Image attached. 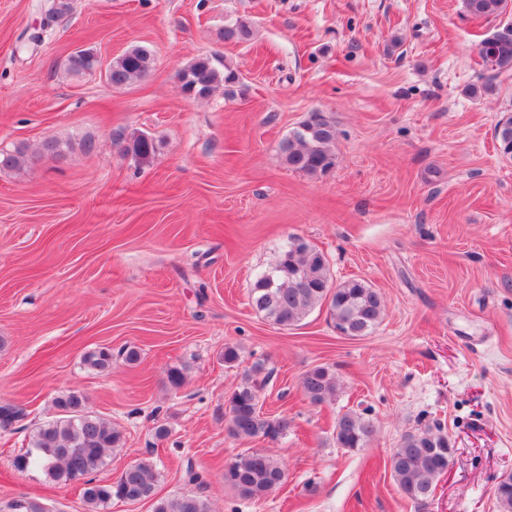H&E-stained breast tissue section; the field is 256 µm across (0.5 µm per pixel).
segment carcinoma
Masks as SVG:
<instances>
[{"label": "carcinoma", "instance_id": "obj_1", "mask_svg": "<svg viewBox=\"0 0 512 512\" xmlns=\"http://www.w3.org/2000/svg\"><path fill=\"white\" fill-rule=\"evenodd\" d=\"M512 0H464L467 14L474 18L497 19ZM253 36L252 26L237 20L224 27L220 37L226 42L244 43ZM153 63L152 51L135 46L112 59L106 69V81L123 88L146 75ZM66 71L74 76L90 73L94 64L87 56L66 60ZM512 77V40L499 49L496 70L484 82L469 88L474 98L497 91V80ZM181 90L188 96H209L218 86L231 88L240 83L239 72L219 55L198 57L178 74ZM500 153L512 158V115L502 117L494 127ZM123 152L141 164L150 162L156 152L154 140L143 134L113 133ZM336 125L322 112H313L299 128L278 144L283 163L290 169L319 176L335 164ZM250 303L275 325L288 329L315 308L327 305L334 327L343 336L370 335L382 322L385 296L359 279L333 280L323 252L299 237H294L271 269L263 273L250 291ZM95 370L112 365V351L101 348L85 357ZM304 395L321 404L336 396V373L325 366L314 367L301 379ZM57 415L36 427L27 450L14 458L19 473L41 469L47 478L67 485L82 481L81 500L86 512L99 510L112 500L153 501V512H210L207 502L197 495L160 497L156 491L153 462L141 459L127 467L112 482L86 479L104 463L108 449L118 447L121 433L105 419L89 410L86 398L70 392L54 400ZM229 434L239 440L261 436L277 439L288 435L292 420L286 415L269 417L258 407L253 386L244 384L229 399L225 414ZM336 443L342 448L358 449L369 444L375 429L371 419L346 412L336 418ZM454 449L441 424L420 428L402 436L388 458L391 476L403 495L415 504L433 493L436 481L448 471V456ZM286 480L282 464L264 451L248 448L224 465V483L241 497L265 499L279 490ZM496 512H512V475L501 479L495 489Z\"/></svg>", "mask_w": 512, "mask_h": 512}]
</instances>
